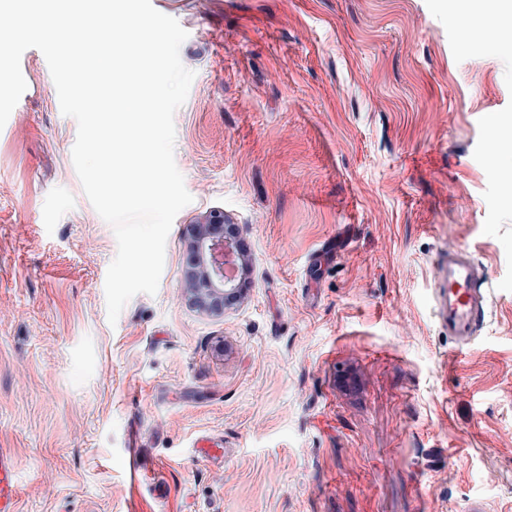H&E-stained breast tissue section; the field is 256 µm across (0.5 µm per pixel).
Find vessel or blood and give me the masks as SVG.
I'll list each match as a JSON object with an SVG mask.
<instances>
[{"label": "vessel or blood", "instance_id": "1", "mask_svg": "<svg viewBox=\"0 0 512 512\" xmlns=\"http://www.w3.org/2000/svg\"><path fill=\"white\" fill-rule=\"evenodd\" d=\"M440 289V314L448 336L458 344L471 341L486 315L485 275L467 251L451 249L435 264ZM17 475L13 463L0 451V512H17Z\"/></svg>", "mask_w": 512, "mask_h": 512}]
</instances>
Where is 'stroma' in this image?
I'll list each match as a JSON object with an SVG mask.
<instances>
[{"label": "stroma", "mask_w": 512, "mask_h": 512, "mask_svg": "<svg viewBox=\"0 0 512 512\" xmlns=\"http://www.w3.org/2000/svg\"><path fill=\"white\" fill-rule=\"evenodd\" d=\"M152 0L188 37L174 116L193 201L155 295L107 317L112 227L43 54L0 129V448L18 512H512V0ZM250 271L189 302L190 224ZM487 275L456 347L433 266ZM211 436L221 452L198 454Z\"/></svg>", "instance_id": "1"}]
</instances>
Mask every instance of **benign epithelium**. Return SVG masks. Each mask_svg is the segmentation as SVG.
I'll return each instance as SVG.
<instances>
[{
	"mask_svg": "<svg viewBox=\"0 0 512 512\" xmlns=\"http://www.w3.org/2000/svg\"><path fill=\"white\" fill-rule=\"evenodd\" d=\"M196 263L188 291L208 310H222L239 292V282L227 276L226 267L242 270L243 260L234 241L224 234V212L213 210L194 229Z\"/></svg>",
	"mask_w": 512,
	"mask_h": 512,
	"instance_id": "7a95c632",
	"label": "benign epithelium"
}]
</instances>
